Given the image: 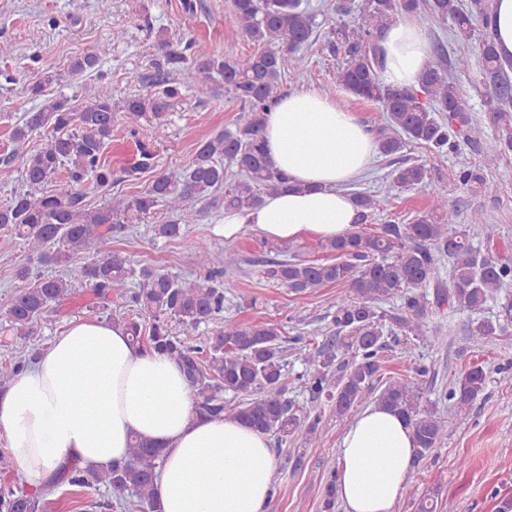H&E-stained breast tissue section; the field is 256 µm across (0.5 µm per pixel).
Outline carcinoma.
Wrapping results in <instances>:
<instances>
[{
  "instance_id": "cac0c4a2",
  "label": "carcinoma",
  "mask_w": 512,
  "mask_h": 512,
  "mask_svg": "<svg viewBox=\"0 0 512 512\" xmlns=\"http://www.w3.org/2000/svg\"><path fill=\"white\" fill-rule=\"evenodd\" d=\"M490 10L491 0H362L358 21L336 24L325 43L329 54L346 56L336 67V87L381 105L395 131L379 135L381 154L395 155L408 143L430 148L432 166L404 163L392 171L398 186L425 190L430 206L408 224H382L370 233L354 229L321 242L320 247L334 255L331 262L267 259L263 264L267 282L296 294L332 284L347 286L349 296L336 300L328 313L324 342L312 346L296 339L312 398L332 404L336 416L343 417L361 406L366 392L380 388L377 404L408 422L419 457L439 447L447 421L437 408H421L422 393L415 383L383 378L386 338H417L429 332L440 342L448 327L430 324L432 306L446 303L457 311L480 314L493 305L495 317L476 322L470 330L471 346L481 349L488 337L512 327V260L481 254L469 233L454 227L457 212L448 207L445 187L432 182L431 167L483 138L459 87L434 64L420 74L416 88L388 83L381 42L390 25L403 16L422 24L449 20L455 40L462 44L472 42L476 26L485 30L477 53L486 89L496 102L499 137L484 153L483 166L464 165L457 173L459 184L476 192L484 184L483 169L496 166L512 151V82L507 75L512 59L497 54ZM229 22L258 46L254 53L239 59L205 56L195 53L189 41L175 46L161 39L153 76L158 91L114 103L88 88L81 104L47 99L13 128V153L3 162L22 159L28 189L0 206V230L25 242L32 264L16 269L15 278L29 286L11 298L6 323L18 338L31 335L46 309L64 304L72 294L74 276L101 299L128 296L136 313L111 312L109 318L125 326L134 343L163 351L182 367L195 396V414L231 417L286 443L323 429V415L300 413L284 396L286 362L279 326L268 321L243 324L224 316L223 278L239 268L238 254L231 249L211 251L187 232L196 221L194 201L222 189L224 208H250L263 196L287 187L288 178L274 167L264 148V112L278 99L282 78L302 74L306 62L301 51L314 33L316 18L303 0H231ZM172 73L183 76L201 95L210 92L214 76L222 77L224 89L256 117L199 143L192 164L181 173L160 174L144 192L115 205L91 206L83 191L87 182L101 190L112 186V166L104 151L112 141L115 121L122 120L137 137L138 160L128 174L156 167L154 146L167 137L166 114L179 96ZM41 129L48 131L46 140L29 149V137ZM228 165L241 178L226 189ZM60 174L63 187L44 190ZM352 198L363 224L376 209L377 199L360 191ZM159 206L166 217L153 225L154 234L184 238L198 266L207 270L204 278H175L112 251L113 230L145 222ZM469 223L477 225L487 241L498 235L499 225L489 223L481 208L471 211ZM443 256L450 261L446 273ZM392 297L400 305L391 311L379 309L378 302ZM173 322L187 331L203 323L215 328L205 338L181 336L173 332ZM29 362L24 352L13 350L11 359L0 365V385L9 383ZM485 389L486 373L476 364L458 376L443 398L462 413L484 398ZM226 393L241 400L230 405L224 401ZM160 462L156 448L134 437L123 463L92 472L74 468L68 483L94 492L105 489L114 499L109 504L113 509L158 512L155 472ZM41 510L37 497L17 487H0V512Z\"/></svg>"
}]
</instances>
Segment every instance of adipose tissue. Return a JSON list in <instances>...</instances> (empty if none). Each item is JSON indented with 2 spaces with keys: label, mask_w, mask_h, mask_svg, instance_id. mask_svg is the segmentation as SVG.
Segmentation results:
<instances>
[{
  "label": "adipose tissue",
  "mask_w": 512,
  "mask_h": 512,
  "mask_svg": "<svg viewBox=\"0 0 512 512\" xmlns=\"http://www.w3.org/2000/svg\"><path fill=\"white\" fill-rule=\"evenodd\" d=\"M385 77L416 86L430 64L426 30L401 20L382 41ZM265 147L287 188L224 212L225 237L250 227L277 242L333 239L357 222L346 183L378 152L369 126L315 90L281 96L265 116ZM0 432L33 489L71 467L125 460L132 437L160 448V512H267L274 458L266 434L236 419L196 418L190 386L167 354L132 344L125 328L76 319L0 393ZM412 430L373 406L346 428L336 470L344 512H395L413 459Z\"/></svg>",
  "instance_id": "adipose-tissue-1"
}]
</instances>
